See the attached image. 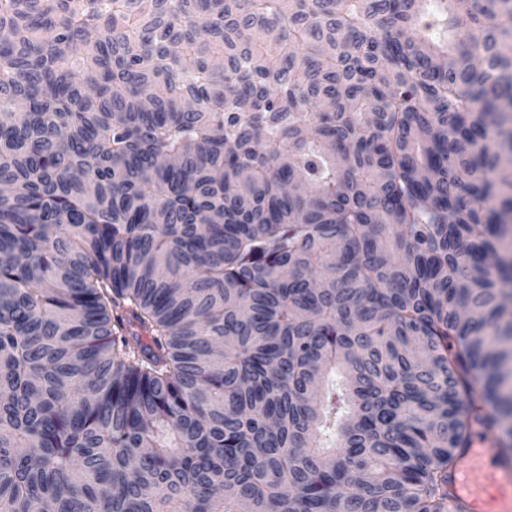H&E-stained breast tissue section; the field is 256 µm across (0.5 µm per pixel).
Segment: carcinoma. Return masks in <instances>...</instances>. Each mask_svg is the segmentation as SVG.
Wrapping results in <instances>:
<instances>
[{
	"label": "carcinoma",
	"instance_id": "obj_1",
	"mask_svg": "<svg viewBox=\"0 0 512 512\" xmlns=\"http://www.w3.org/2000/svg\"><path fill=\"white\" fill-rule=\"evenodd\" d=\"M510 112L512 0H0V512H453Z\"/></svg>",
	"mask_w": 512,
	"mask_h": 512
}]
</instances>
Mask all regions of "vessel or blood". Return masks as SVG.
<instances>
[{"label": "vessel or blood", "instance_id": "b4317fda", "mask_svg": "<svg viewBox=\"0 0 512 512\" xmlns=\"http://www.w3.org/2000/svg\"><path fill=\"white\" fill-rule=\"evenodd\" d=\"M487 438L462 449L448 473V499L462 512H512V463L493 458Z\"/></svg>", "mask_w": 512, "mask_h": 512}]
</instances>
